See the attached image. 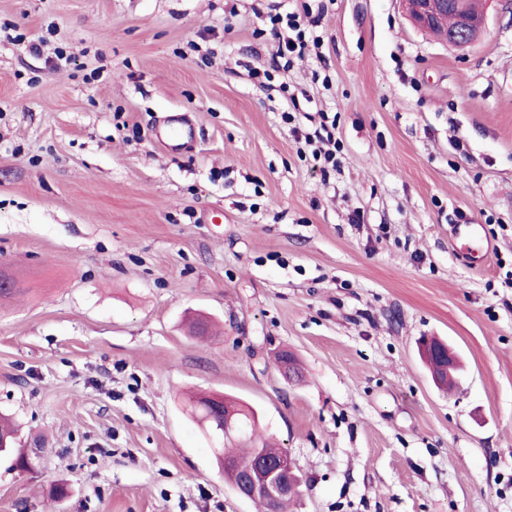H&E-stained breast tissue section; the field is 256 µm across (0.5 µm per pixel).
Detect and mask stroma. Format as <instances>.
Instances as JSON below:
<instances>
[{
  "label": "stroma",
  "mask_w": 512,
  "mask_h": 512,
  "mask_svg": "<svg viewBox=\"0 0 512 512\" xmlns=\"http://www.w3.org/2000/svg\"><path fill=\"white\" fill-rule=\"evenodd\" d=\"M323 4L321 57L265 88L254 31L295 0H0L1 27L55 29L39 56L0 42V267L30 288L0 305V413L42 448L0 463V512H259L196 394L255 410L295 512H512V0L460 49L401 0ZM290 92L335 116L340 171L300 157ZM169 112L195 126L175 152ZM466 223L487 259L451 245ZM431 352L438 356L443 367L444 372L440 369V362L436 356L433 354L426 355V359L431 365L434 374L440 379L441 382H445L450 379V376L447 374L455 367V358L453 356L452 351L449 349L444 350L442 348H432ZM447 373V374H446Z\"/></svg>",
  "instance_id": "stroma-1"
}]
</instances>
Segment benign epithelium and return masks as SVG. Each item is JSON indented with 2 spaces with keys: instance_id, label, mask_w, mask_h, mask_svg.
Segmentation results:
<instances>
[{
  "instance_id": "7a95c632",
  "label": "benign epithelium",
  "mask_w": 512,
  "mask_h": 512,
  "mask_svg": "<svg viewBox=\"0 0 512 512\" xmlns=\"http://www.w3.org/2000/svg\"><path fill=\"white\" fill-rule=\"evenodd\" d=\"M414 26L437 35L448 46L460 48L470 44L483 31L484 13L474 16L467 11L466 0H405ZM456 15L457 25L448 29V14ZM206 432L213 441L235 436L234 414L222 398L212 399ZM292 459L284 455L271 459L256 458L254 465L242 472L235 486L238 496L258 506L301 495V484L293 479Z\"/></svg>"
}]
</instances>
